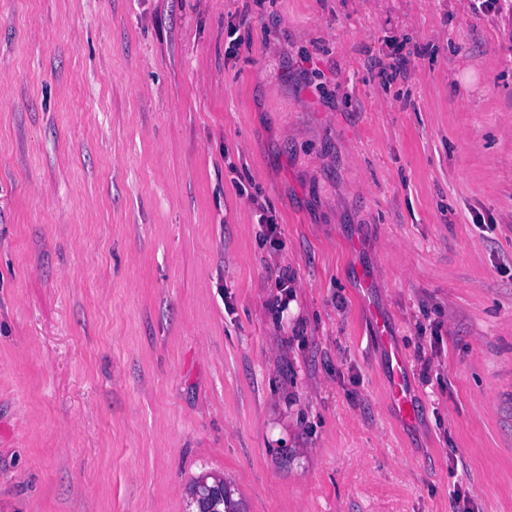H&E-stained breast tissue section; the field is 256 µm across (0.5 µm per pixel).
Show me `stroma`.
I'll return each mask as SVG.
<instances>
[{"label": "stroma", "instance_id": "35a3bbf8", "mask_svg": "<svg viewBox=\"0 0 512 512\" xmlns=\"http://www.w3.org/2000/svg\"><path fill=\"white\" fill-rule=\"evenodd\" d=\"M206 474L512 512V0H0V512ZM392 375L388 381L386 393L390 401L403 414L410 415L411 403L404 384L405 363L399 352H394L391 358Z\"/></svg>", "mask_w": 512, "mask_h": 512}]
</instances>
